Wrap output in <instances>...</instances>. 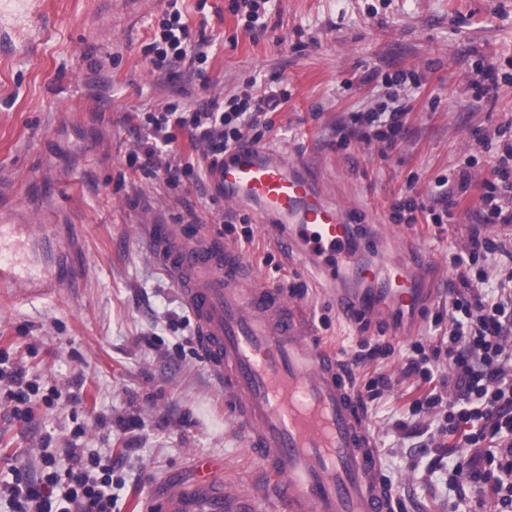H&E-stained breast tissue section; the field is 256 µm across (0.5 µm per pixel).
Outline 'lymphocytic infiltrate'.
<instances>
[{
    "mask_svg": "<svg viewBox=\"0 0 512 512\" xmlns=\"http://www.w3.org/2000/svg\"><path fill=\"white\" fill-rule=\"evenodd\" d=\"M211 43L206 36L191 39L188 20L179 0H168L160 31L144 49L154 67H193L206 61ZM288 93L271 84L256 86L245 98L226 101L213 97L192 110L170 106L162 112H145L141 124L146 132L140 152L129 164L145 175L155 174L162 158L172 156L175 133L188 131L192 146L204 148L207 172L223 165L224 157L248 143H258L257 119L278 110ZM405 111L399 105H380L352 113L348 125L338 133L337 147L349 138L377 140L393 148L403 125ZM491 159L489 174L480 184L481 214L487 224H512V143L500 146L494 139L481 140ZM478 164L469 155L455 171L434 183L437 207L422 208L415 199L394 206L395 223H416L417 211H425L426 223L436 227L455 221V193H467L472 172ZM495 239L472 235L464 252L452 255L459 268V288L447 314L436 321L448 323L446 352L455 374L452 397L426 392L412 403L413 412L445 406L437 429L433 466L453 456L448 484L460 490L475 484L486 496L489 512H512V306L483 290L488 280L484 264L489 256L502 252ZM0 383L4 396L14 404L15 419L28 420L34 398L53 404L57 390L41 394L40 386L23 367L10 364L0 354ZM42 471L37 480L27 479L17 468L0 478V501L9 512H112V461L98 455L85 456L72 447L66 460L42 453Z\"/></svg>",
    "mask_w": 512,
    "mask_h": 512,
    "instance_id": "obj_1",
    "label": "lymphocytic infiltrate"
}]
</instances>
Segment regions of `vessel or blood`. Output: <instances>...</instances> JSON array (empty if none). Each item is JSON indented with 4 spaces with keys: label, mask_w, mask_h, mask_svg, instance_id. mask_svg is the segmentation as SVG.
<instances>
[{
    "label": "vessel or blood",
    "mask_w": 512,
    "mask_h": 512,
    "mask_svg": "<svg viewBox=\"0 0 512 512\" xmlns=\"http://www.w3.org/2000/svg\"><path fill=\"white\" fill-rule=\"evenodd\" d=\"M224 198L253 210L258 223L282 225V247L320 265L348 320L369 314L377 297L418 312L434 289L415 271L431 258L408 247L379 269L352 244L363 227L325 193L306 159L259 144L228 155L213 176ZM28 224L0 225V288L59 286L60 258ZM155 250L191 316L199 353L224 392V410L262 461L259 492L282 512H395L381 476L377 444L344 363L323 347L313 321L281 289L264 282L242 252L206 235L193 242L163 234ZM152 512H253L248 495H225L203 462L192 492L153 504Z\"/></svg>",
    "instance_id": "b4317fda"
}]
</instances>
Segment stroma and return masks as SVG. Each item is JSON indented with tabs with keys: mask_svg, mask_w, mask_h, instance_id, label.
<instances>
[{
	"mask_svg": "<svg viewBox=\"0 0 512 512\" xmlns=\"http://www.w3.org/2000/svg\"><path fill=\"white\" fill-rule=\"evenodd\" d=\"M230 0H184L191 35L213 41L200 69L151 66L142 48L165 17L167 0H0V221L48 231L64 247L62 287L0 292V352L26 367L54 405L36 403L29 421L0 401V466L41 471L44 443L112 455V512H145L168 489H187L199 462L214 463L225 490L252 492L253 457L224 394L201 359L195 324L154 254L156 225L187 238L209 234L250 256L262 279L303 302L322 341L353 359L362 339L380 355L355 365L357 385L377 375L391 386L366 403L384 479L400 512H454L445 468L425 448L442 417L410 410L419 392L403 370L414 343L435 357L436 392L452 389L447 356H435L432 325L447 310L458 273L448 252L472 230L502 242L490 260L498 276L512 252V226L483 225L477 191L458 199L457 221L433 234L390 219L396 198L431 204L432 185L460 159L488 158L478 138L512 123V0H275L267 30L250 31ZM494 65L499 89L480 99L477 63ZM406 72L420 86L401 96L403 129L389 160L381 143L359 138L337 148L351 113L386 100L380 75ZM281 77L289 92L262 145L315 164L327 189L360 224L427 251L422 278L434 301L401 334L403 314L378 305L363 323L346 320L317 269L300 265L259 227L252 211L217 196L210 181L166 170L151 178L130 167L144 138L139 113L196 108L244 93L257 75ZM253 232L244 242V229Z\"/></svg>",
	"mask_w": 512,
	"mask_h": 512,
	"instance_id": "obj_1",
	"label": "stroma"
}]
</instances>
